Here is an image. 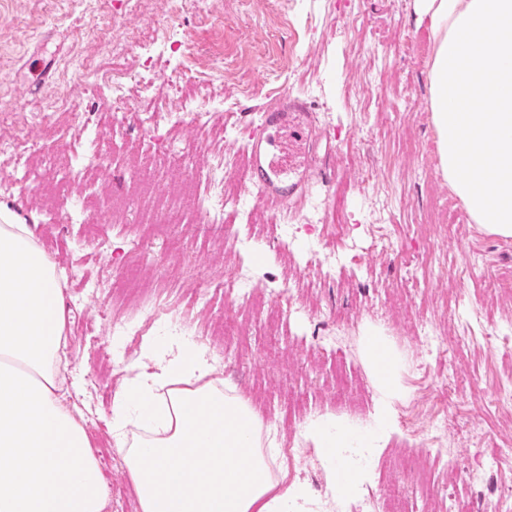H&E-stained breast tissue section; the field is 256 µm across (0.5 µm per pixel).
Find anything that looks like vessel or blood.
Returning a JSON list of instances; mask_svg holds the SVG:
<instances>
[{"instance_id":"vessel-or-blood-1","label":"vessel or blood","mask_w":512,"mask_h":512,"mask_svg":"<svg viewBox=\"0 0 512 512\" xmlns=\"http://www.w3.org/2000/svg\"><path fill=\"white\" fill-rule=\"evenodd\" d=\"M253 185L278 203L305 200L315 182H328L336 148L316 129L305 97L287 94L268 108L248 144Z\"/></svg>"}]
</instances>
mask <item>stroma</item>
Masks as SVG:
<instances>
[{"instance_id":"obj_1","label":"stroma","mask_w":512,"mask_h":512,"mask_svg":"<svg viewBox=\"0 0 512 512\" xmlns=\"http://www.w3.org/2000/svg\"><path fill=\"white\" fill-rule=\"evenodd\" d=\"M428 36L413 0H206L177 12L167 0H141L133 10L124 0H0V140L48 151L62 139L79 145L97 126L116 146L109 166L69 184L57 173L66 154L39 184L0 155V203L32 225L58 269H82L63 284L72 344L59 378L69 404L83 412L112 512H139L107 427L128 376L125 362L140 357L145 340L181 334L211 359L220 347L235 349L220 377L256 413L272 402L297 403L310 415L367 422L377 389L363 361L362 333L377 327L401 361L404 392L395 410L418 405L422 431L431 415L443 417L448 460L395 431L368 459L373 478L353 504L376 489L399 500L402 512H448L441 502L428 508L411 482L422 466L471 512H490L498 491L512 487L511 466H488L495 449L512 446V414L496 408L492 388L493 378L512 376V351L490 345L512 337V295L502 290L512 281V238L474 224L440 169ZM45 62L52 67L46 87L31 95L28 86ZM174 72L192 77L198 98L222 97L228 107L204 125L176 122L178 96L167 82ZM148 77L157 124H114L103 102L119 91L136 107ZM287 91L307 98L316 125L336 138L331 185L312 189L324 199L319 209L306 201L286 212L230 175L226 185L237 192L240 211L233 238L222 239L215 224H179L149 236L135 186L150 179L158 196L193 210L202 189L196 165L218 150L209 125H229V138L244 150L264 109ZM77 112L82 121L74 120ZM172 142L186 161L164 153ZM55 195L87 197V224L49 222L44 210ZM113 195L129 199L125 223L110 219ZM91 223L108 239V252L88 250ZM329 250L343 256L332 270L320 261ZM138 260L142 278L182 313V324L161 326L108 291L89 294L90 284L110 281ZM238 263L264 309L289 289L296 311L288 323L252 321L219 295L196 301V288ZM131 317L140 340L114 335L113 322ZM424 325L441 333L439 343H424ZM299 428L281 419L277 437L306 458L299 481L316 499L331 501L323 461Z\"/></svg>"}]
</instances>
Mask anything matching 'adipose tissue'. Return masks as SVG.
I'll use <instances>...</instances> for the list:
<instances>
[{"label":"adipose tissue","mask_w":512,"mask_h":512,"mask_svg":"<svg viewBox=\"0 0 512 512\" xmlns=\"http://www.w3.org/2000/svg\"><path fill=\"white\" fill-rule=\"evenodd\" d=\"M433 42L432 119L440 167L475 223L512 238V0H414ZM486 104L483 112L473 111ZM56 264L29 224L0 205V512H104L108 490L80 413L58 395L66 336ZM378 365L368 424L316 414L300 432L329 472L334 495L353 497L368 479L359 456L394 430L402 390L398 358L378 330L363 337ZM164 356L112 403L108 431L135 485L139 512H323L307 487L276 493L277 474L255 412L214 380L189 338L158 337Z\"/></svg>","instance_id":"ef3b65f1"}]
</instances>
